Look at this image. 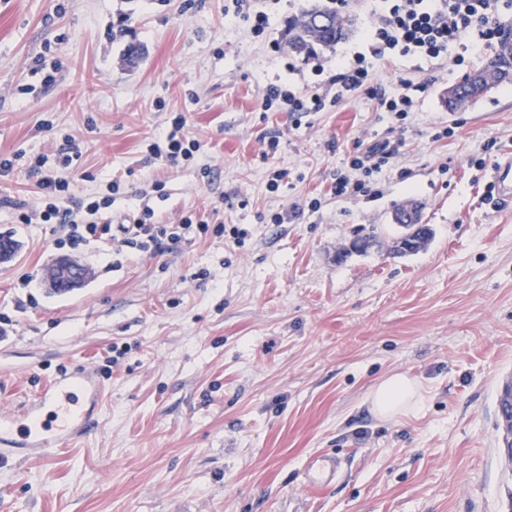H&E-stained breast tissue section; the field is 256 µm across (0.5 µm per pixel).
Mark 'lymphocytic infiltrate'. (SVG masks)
I'll list each match as a JSON object with an SVG mask.
<instances>
[{
  "label": "lymphocytic infiltrate",
  "instance_id": "f902f5d3",
  "mask_svg": "<svg viewBox=\"0 0 512 512\" xmlns=\"http://www.w3.org/2000/svg\"><path fill=\"white\" fill-rule=\"evenodd\" d=\"M509 9L512 0H382L365 50L339 63L335 74L324 80L322 92L309 94L287 85H272L266 90L263 105L268 110L310 112L323 109L330 98L338 102L365 94L377 98L385 111L405 117L415 107L418 93L425 91V83L405 79L396 93L386 94L374 82L375 61L396 56L463 65L466 55H484L501 41L505 34L501 15ZM185 125L184 117H176L172 130L150 144V153L163 165L177 166L200 151V142L185 133ZM395 152V147L385 141L353 155L346 171L333 182L334 194L342 198L369 194L367 176L380 171ZM81 156L78 143L69 136L54 167H46L44 158L36 159V167L43 170L38 182L43 200L39 207L20 214L21 223L58 225L62 235L56 244L60 247L76 248L112 233L123 246L150 253L173 251L190 228L202 234L208 232L205 221L154 223V212L147 206L129 214L126 223L113 226L104 222L102 212L111 207L120 186L112 181L104 194L73 200L68 175Z\"/></svg>",
  "mask_w": 512,
  "mask_h": 512
}]
</instances>
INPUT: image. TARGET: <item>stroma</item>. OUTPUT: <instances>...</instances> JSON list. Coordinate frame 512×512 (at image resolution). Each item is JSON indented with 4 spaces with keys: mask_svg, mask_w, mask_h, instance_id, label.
<instances>
[{
    "mask_svg": "<svg viewBox=\"0 0 512 512\" xmlns=\"http://www.w3.org/2000/svg\"><path fill=\"white\" fill-rule=\"evenodd\" d=\"M307 5L277 0L257 37L225 26L224 0H0V156L14 160L0 235L18 243L0 263V414L60 366H93L104 384L93 434L46 461L0 463L9 512H512L496 429L512 375V204L484 198L491 161L512 153V84L452 112L449 88L483 58L405 57L375 66L389 93L428 82L405 119L366 95L262 111L269 84L317 92L314 65L333 74L373 24L372 0H351L354 34L313 63L284 40ZM180 115L203 148L170 168L147 148ZM68 134L84 140L75 198L121 181L113 223L145 201L162 223L197 213L224 234L162 254L92 241L68 252L88 281L54 293L45 269L66 252L17 207L38 200L34 158ZM396 138L377 194H333L357 146ZM409 205L433 236L399 255L393 216ZM359 235L367 250L350 251ZM392 372L416 378L423 401L384 420L368 396ZM325 455L341 473L308 488Z\"/></svg>",
    "mask_w": 512,
    "mask_h": 512,
    "instance_id": "35a3bbf8",
    "label": "stroma"
}]
</instances>
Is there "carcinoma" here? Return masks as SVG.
<instances>
[{"label": "carcinoma", "mask_w": 512, "mask_h": 512, "mask_svg": "<svg viewBox=\"0 0 512 512\" xmlns=\"http://www.w3.org/2000/svg\"><path fill=\"white\" fill-rule=\"evenodd\" d=\"M354 25L355 19L351 14H338L328 4L318 2L288 21L285 43L288 51L306 60L315 59L348 38ZM511 41V37H504L482 68L466 75L450 88L449 111L474 104L492 89L512 83V51L508 48Z\"/></svg>", "instance_id": "cac0c4a2"}]
</instances>
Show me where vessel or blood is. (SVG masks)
<instances>
[{"mask_svg":"<svg viewBox=\"0 0 512 512\" xmlns=\"http://www.w3.org/2000/svg\"><path fill=\"white\" fill-rule=\"evenodd\" d=\"M493 182L502 202L512 203V156L500 159ZM94 369L76 366L62 372L50 386L34 393L21 411L0 415V450L18 458L51 457L57 449L91 433L96 420L85 404L100 396Z\"/></svg>","mask_w":512,"mask_h":512,"instance_id":"vessel-or-blood-1","label":"vessel or blood"}]
</instances>
